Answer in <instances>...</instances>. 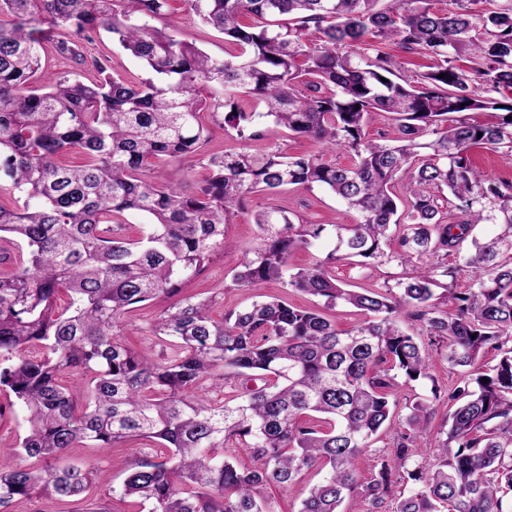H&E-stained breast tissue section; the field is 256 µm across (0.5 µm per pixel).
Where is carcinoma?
Returning a JSON list of instances; mask_svg holds the SVG:
<instances>
[{
	"label": "carcinoma",
	"instance_id": "carcinoma-1",
	"mask_svg": "<svg viewBox=\"0 0 512 512\" xmlns=\"http://www.w3.org/2000/svg\"><path fill=\"white\" fill-rule=\"evenodd\" d=\"M184 2L224 34V57L156 25L168 0H0V194L35 200L0 202V240L20 245L0 274V392L29 422L17 447L0 448V512L33 496L101 512L97 480L108 474L50 459L126 441L161 449L132 448L112 487L131 512H271L266 486L313 471L320 479L298 512H342L357 494L367 512H506L512 181L480 180L470 153H512V107L496 98L512 91V0H448L441 11L431 0L384 9L376 0ZM100 29L148 77L114 78L102 67L85 82L44 71L51 37L58 57L81 63L82 40ZM388 45L432 62L405 76ZM205 110L223 113L241 138L285 133L317 151L290 154L274 141L262 153L213 154L203 186L189 194L167 166L200 152ZM478 110L500 115L480 123L469 117ZM375 111L396 122V138L366 137ZM73 149L86 163L59 165ZM337 149L350 165L325 162ZM289 186L328 189L356 222L312 224L267 206L253 214L256 245L232 282L279 280L324 310L270 297L217 319L211 300L182 298L151 324L159 358L123 343L114 328L125 314L177 296L234 248L224 225L248 198ZM131 215L151 221L138 239L125 235ZM481 224L493 232L475 235ZM322 237L325 257L290 267L295 251ZM450 253L463 263H448ZM353 258L365 270L395 263L403 273L393 285L349 290L334 269ZM464 267L472 276L459 291ZM339 303L367 318L336 328L326 311ZM406 307L429 343L401 329ZM31 345L44 356L27 357ZM489 347L501 357L474 380L444 398L434 391L406 402L404 416L397 410V379L429 377L436 357L467 371ZM64 377L86 400L76 401ZM443 402L446 438L433 459H420L418 442ZM381 433L393 434L391 455L364 483L356 460Z\"/></svg>",
	"mask_w": 512,
	"mask_h": 512
}]
</instances>
